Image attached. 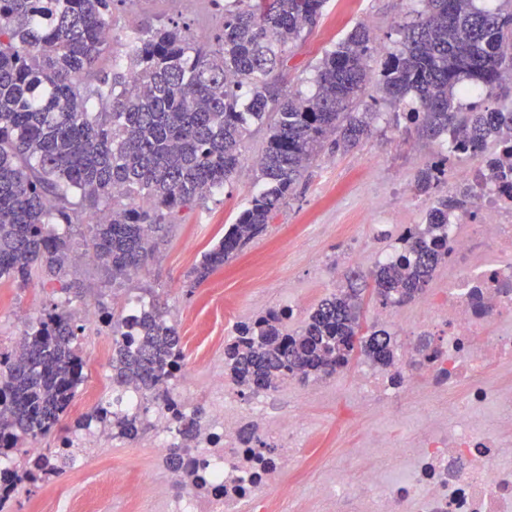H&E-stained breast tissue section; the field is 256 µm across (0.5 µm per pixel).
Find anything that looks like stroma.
Wrapping results in <instances>:
<instances>
[{"label":"stroma","mask_w":512,"mask_h":512,"mask_svg":"<svg viewBox=\"0 0 512 512\" xmlns=\"http://www.w3.org/2000/svg\"><path fill=\"white\" fill-rule=\"evenodd\" d=\"M412 7L411 0H328L319 25L292 50L285 85L313 93L314 68L324 51L361 22H368L383 50L392 49L396 27L411 19ZM223 13L224 0H115L112 26L119 33L147 21L175 22L212 37ZM376 110L373 133L366 141L346 152L325 150L266 231L203 282H195L194 268L258 189L253 161L265 146V129L252 128L242 148L243 161L223 188L173 215L137 278L114 286L95 264L71 269V279L83 291L82 301L72 307L88 320L78 340L87 362L86 385L96 387L104 401L117 396L104 350L112 329L88 319L102 308L117 310V296L166 303L168 318L181 336L185 367L200 376L208 359L223 357L236 324L281 307L286 289L297 290L308 306H315L344 283L347 268H370L374 253L397 247L406 225L423 223L428 200L416 194L415 179L439 147L396 124L391 106L380 103ZM401 195L407 197L408 209L395 208ZM65 298L57 280L41 278L24 288L1 283L0 350H10L27 322ZM322 385L331 395L312 404L315 434L301 468L273 493V512H292L289 489H304L320 471L339 464L357 437L356 431L344 427L336 408L352 392L351 370L323 379ZM155 454L138 442L120 440L107 459L87 468L82 481L65 491L90 492L106 484L110 475L149 470Z\"/></svg>","instance_id":"1"}]
</instances>
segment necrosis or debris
I'll use <instances>...</instances> for the list:
<instances>
[{"label": "necrosis or debris", "instance_id": "4bbe7bcc", "mask_svg": "<svg viewBox=\"0 0 512 512\" xmlns=\"http://www.w3.org/2000/svg\"><path fill=\"white\" fill-rule=\"evenodd\" d=\"M448 187L464 203L448 214V276L422 297V314L397 319L382 308V323L406 337L394 366L363 360L355 372L351 425L368 416L406 412L426 394L408 446L365 431L357 450L366 467L337 465L311 485L323 512H512V177L486 161L450 160ZM196 377L179 371L178 394L166 405L127 385L117 416L151 418L148 448L178 447V464L150 470L161 512H249L299 469L313 419L305 400L276 415L266 391L247 406L224 394V365L207 364L210 416L197 432L180 433L177 416H191ZM116 440L111 419L67 435L62 444L72 473L108 455Z\"/></svg>", "mask_w": 512, "mask_h": 512}]
</instances>
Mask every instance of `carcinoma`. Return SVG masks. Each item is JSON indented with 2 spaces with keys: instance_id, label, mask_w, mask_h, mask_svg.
Listing matches in <instances>:
<instances>
[{
  "instance_id": "1",
  "label": "carcinoma",
  "mask_w": 512,
  "mask_h": 512,
  "mask_svg": "<svg viewBox=\"0 0 512 512\" xmlns=\"http://www.w3.org/2000/svg\"><path fill=\"white\" fill-rule=\"evenodd\" d=\"M114 2L0 0V282L60 278L76 236L112 283L121 282L149 258L176 209L229 181L254 122H268L254 162L263 188L203 255L198 283L265 231L326 146L350 148L371 134L376 113L360 108L365 97L397 108L413 95L415 105L399 116L420 137L453 133L454 151L468 159L512 142V103L499 101L512 82V0L492 10L476 0H413V18L397 25L399 46L375 73L377 36L357 25L324 52L310 96L284 90L282 73L327 0H235L212 41L176 24H141L128 36L127 66L98 74L99 59L121 40L109 35ZM466 89L484 104L460 110L455 101ZM446 160H428L417 174L415 191L429 207L425 222L401 237L395 263L351 273L292 333L274 311L236 329L224 362L238 386L317 380L357 350L393 365L391 335L369 333L360 321L356 282L371 281L387 306L415 299L432 280L448 255V212L460 204L432 194ZM166 315L158 303L141 309L132 345L121 343L126 319L102 316L112 325V381L134 380L152 393L182 368L181 339ZM82 330L57 304L24 332L21 353L0 352V455L47 437L68 414L85 379ZM43 472L62 468L37 458L0 481L34 484Z\"/></svg>"
}]
</instances>
